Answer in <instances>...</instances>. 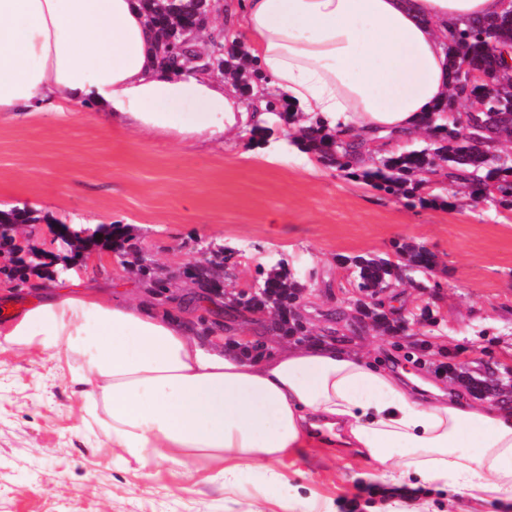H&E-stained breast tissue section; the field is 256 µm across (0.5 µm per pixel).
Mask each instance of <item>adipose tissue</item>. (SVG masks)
<instances>
[{"instance_id":"adipose-tissue-1","label":"adipose tissue","mask_w":512,"mask_h":512,"mask_svg":"<svg viewBox=\"0 0 512 512\" xmlns=\"http://www.w3.org/2000/svg\"><path fill=\"white\" fill-rule=\"evenodd\" d=\"M504 0H243L225 42H245L264 87L290 103L285 134L354 136L356 164L421 135L450 95L448 32ZM102 105L116 125L232 144L267 128L208 74L159 67L138 0H0V112ZM20 346L63 348L112 439L138 464L203 459L233 489L240 466L272 471L317 445L350 448L395 485L512 503V403L489 407L332 343L273 356L222 345L206 324L150 304L61 289L0 318Z\"/></svg>"}]
</instances>
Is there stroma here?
I'll use <instances>...</instances> for the list:
<instances>
[{
	"instance_id": "1",
	"label": "stroma",
	"mask_w": 512,
	"mask_h": 512,
	"mask_svg": "<svg viewBox=\"0 0 512 512\" xmlns=\"http://www.w3.org/2000/svg\"><path fill=\"white\" fill-rule=\"evenodd\" d=\"M260 139L229 147L104 123L94 105L79 111L45 106L0 113V210L28 209L19 225L27 277L98 285L103 301L158 309L192 290L181 272L206 245L243 256L221 296L197 300L186 315L221 320L225 336L246 333L266 353L295 344L271 315H240L229 297L260 270L284 261L306 287L300 310L313 331L382 366L411 372L420 338L433 341L419 374L443 390H461L456 372L492 378L512 365V210L477 204L440 184L419 198H396L354 171L309 163L303 153L270 154ZM117 224L135 251L115 244L91 251L53 250L56 223ZM425 246L438 260L433 288H394L383 309L414 322L382 336L357 321L346 257L387 256L396 244ZM164 263L167 290L145 287L138 257ZM76 356L63 349L19 347L0 338V512H502L497 501L465 495L408 496L374 478L372 464L339 448H306L276 463L287 489H270L243 470L233 492L212 478L206 461H129L112 442L109 418L71 380Z\"/></svg>"
}]
</instances>
